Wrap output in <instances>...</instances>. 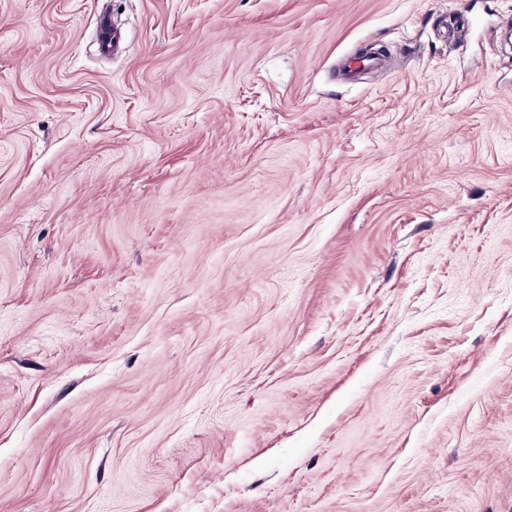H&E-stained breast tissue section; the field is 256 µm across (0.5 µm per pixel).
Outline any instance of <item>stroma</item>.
<instances>
[{"label":"stroma","mask_w":512,"mask_h":512,"mask_svg":"<svg viewBox=\"0 0 512 512\" xmlns=\"http://www.w3.org/2000/svg\"><path fill=\"white\" fill-rule=\"evenodd\" d=\"M507 27L0 0V512H512Z\"/></svg>","instance_id":"obj_1"}]
</instances>
